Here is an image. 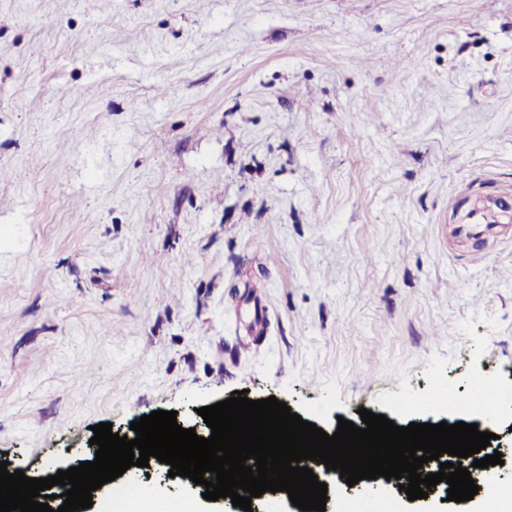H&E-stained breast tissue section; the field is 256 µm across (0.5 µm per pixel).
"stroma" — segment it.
Masks as SVG:
<instances>
[{
	"label": "stroma",
	"instance_id": "stroma-1",
	"mask_svg": "<svg viewBox=\"0 0 512 512\" xmlns=\"http://www.w3.org/2000/svg\"><path fill=\"white\" fill-rule=\"evenodd\" d=\"M512 0H0V462L247 391L482 419L512 487ZM512 211L501 212L493 203H485V206L472 210L462 217L461 225L471 228H479L494 224H511Z\"/></svg>",
	"mask_w": 512,
	"mask_h": 512
}]
</instances>
